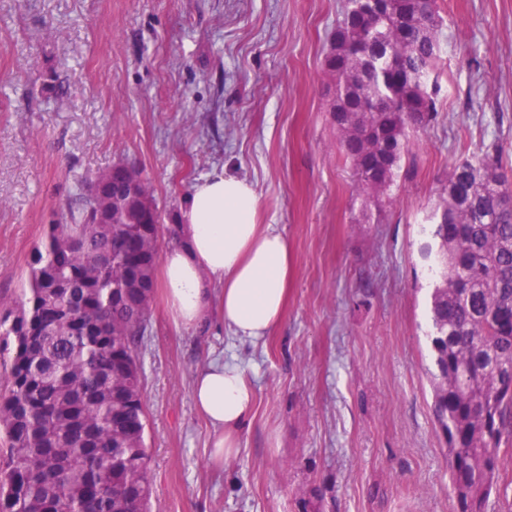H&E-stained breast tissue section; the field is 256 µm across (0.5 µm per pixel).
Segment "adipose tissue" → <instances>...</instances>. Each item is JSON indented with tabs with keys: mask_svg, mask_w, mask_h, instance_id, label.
<instances>
[{
	"mask_svg": "<svg viewBox=\"0 0 512 512\" xmlns=\"http://www.w3.org/2000/svg\"><path fill=\"white\" fill-rule=\"evenodd\" d=\"M254 185L212 172L186 195L178 239L162 258V286L175 326L198 328L218 310L234 336L257 342L283 314L291 278L287 237L257 221ZM197 411L212 428L210 460L235 456L238 430L251 413L255 392L233 360L215 359L197 370L192 387Z\"/></svg>",
	"mask_w": 512,
	"mask_h": 512,
	"instance_id": "ef3b65f1",
	"label": "adipose tissue"
}]
</instances>
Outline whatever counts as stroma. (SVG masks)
<instances>
[{
	"label": "stroma",
	"mask_w": 512,
	"mask_h": 512,
	"mask_svg": "<svg viewBox=\"0 0 512 512\" xmlns=\"http://www.w3.org/2000/svg\"><path fill=\"white\" fill-rule=\"evenodd\" d=\"M438 118L363 209L324 67L344 0H0V299L86 182L138 167L166 223L196 179L251 181L294 273L263 341L219 318L186 331L162 297L139 352L151 512H451L431 411L427 217L490 143L512 169V0H439ZM237 360L255 390L224 466L192 398Z\"/></svg>",
	"instance_id": "35a3bbf8"
}]
</instances>
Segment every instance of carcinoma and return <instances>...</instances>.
<instances>
[{
    "instance_id": "cac0c4a2",
    "label": "carcinoma",
    "mask_w": 512,
    "mask_h": 512,
    "mask_svg": "<svg viewBox=\"0 0 512 512\" xmlns=\"http://www.w3.org/2000/svg\"><path fill=\"white\" fill-rule=\"evenodd\" d=\"M443 17L438 0H347L326 73L339 152L357 194L380 200L433 124ZM512 175L502 149L454 165L429 217L433 413L448 447L453 512H487L512 446ZM154 197L96 184L28 262L0 309V512H150L138 351L159 239Z\"/></svg>"
}]
</instances>
